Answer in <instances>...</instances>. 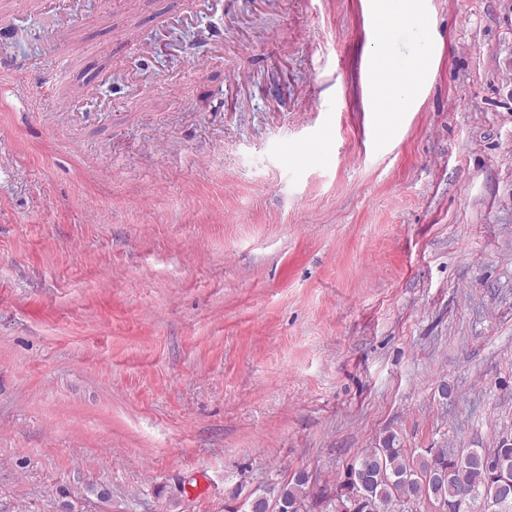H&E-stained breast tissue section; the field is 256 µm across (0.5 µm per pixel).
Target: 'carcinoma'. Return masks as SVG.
I'll return each instance as SVG.
<instances>
[{
	"instance_id": "1",
	"label": "carcinoma",
	"mask_w": 512,
	"mask_h": 512,
	"mask_svg": "<svg viewBox=\"0 0 512 512\" xmlns=\"http://www.w3.org/2000/svg\"><path fill=\"white\" fill-rule=\"evenodd\" d=\"M512 480V441L498 437L493 448H468L453 456L446 448L416 452L393 432L364 448L337 477L326 497L327 512H421L469 497L479 512H512V495H500ZM310 476L294 472L284 482L252 492L233 512H309Z\"/></svg>"
}]
</instances>
